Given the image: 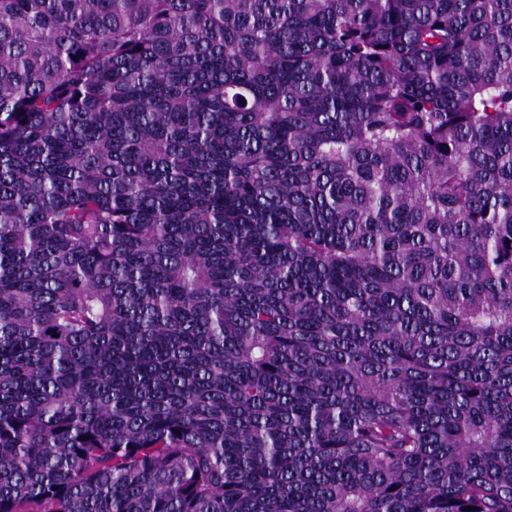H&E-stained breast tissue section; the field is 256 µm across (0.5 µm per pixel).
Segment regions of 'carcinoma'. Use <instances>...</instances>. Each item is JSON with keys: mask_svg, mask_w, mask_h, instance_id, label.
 <instances>
[{"mask_svg": "<svg viewBox=\"0 0 512 512\" xmlns=\"http://www.w3.org/2000/svg\"><path fill=\"white\" fill-rule=\"evenodd\" d=\"M512 512V0H0V512Z\"/></svg>", "mask_w": 512, "mask_h": 512, "instance_id": "1", "label": "carcinoma"}]
</instances>
